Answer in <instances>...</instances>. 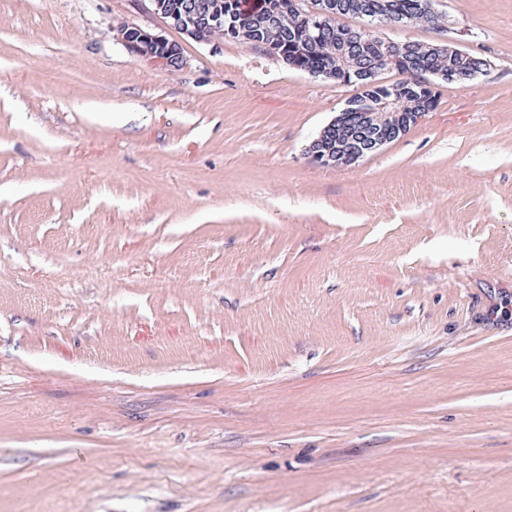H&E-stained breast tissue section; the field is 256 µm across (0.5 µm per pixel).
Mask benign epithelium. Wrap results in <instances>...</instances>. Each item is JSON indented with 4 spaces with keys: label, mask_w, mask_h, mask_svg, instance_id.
Wrapping results in <instances>:
<instances>
[{
    "label": "benign epithelium",
    "mask_w": 512,
    "mask_h": 512,
    "mask_svg": "<svg viewBox=\"0 0 512 512\" xmlns=\"http://www.w3.org/2000/svg\"><path fill=\"white\" fill-rule=\"evenodd\" d=\"M153 11L164 18L169 27L198 43H209L213 32L224 30L228 39L264 44L261 33L269 24L288 31V38L277 45L267 46L268 52L287 65L311 76L335 79L343 84L357 85L342 112L328 123L307 148L309 161L321 167H348L382 146L402 137L432 111L431 101L435 83L433 76L449 85H461L476 76L477 71L466 67L469 53L445 45H421L410 53L393 42H383L375 35L376 21L389 17L386 0H291L285 6L279 2L268 10L262 20L241 23L237 21L234 0H149ZM300 13L306 20L302 32L288 29L292 15ZM346 13H355L367 24L355 33V44L360 51L376 44L384 47V68L401 67L404 78L387 84L380 79L382 69L358 66L350 71L340 64L336 70L322 71L298 64L293 56L295 46L322 44L343 61L350 56V34L338 31L335 21ZM118 40L133 55L148 64L166 70L183 64L179 43L160 33L139 26L124 25L118 30ZM448 54L447 67L439 71H425L419 58Z\"/></svg>",
    "instance_id": "benign-epithelium-1"
}]
</instances>
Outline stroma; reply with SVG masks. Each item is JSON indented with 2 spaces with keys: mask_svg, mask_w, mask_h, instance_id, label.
<instances>
[{
  "mask_svg": "<svg viewBox=\"0 0 512 512\" xmlns=\"http://www.w3.org/2000/svg\"><path fill=\"white\" fill-rule=\"evenodd\" d=\"M437 8L482 73L337 169L354 86L0 0V512H512V0ZM117 38L131 54L148 64L166 70L176 69L175 64L183 65L181 45L170 41L163 34L139 26L124 25L118 30Z\"/></svg>",
  "mask_w": 512,
  "mask_h": 512,
  "instance_id": "1",
  "label": "stroma"
}]
</instances>
